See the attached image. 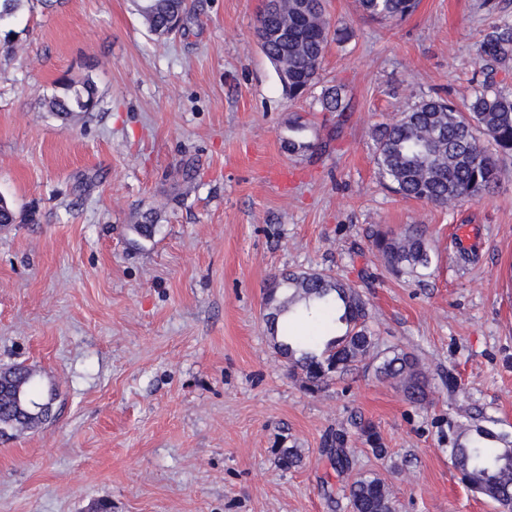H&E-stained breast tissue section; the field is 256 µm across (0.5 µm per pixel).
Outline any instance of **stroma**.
Listing matches in <instances>:
<instances>
[{
    "label": "stroma",
    "mask_w": 512,
    "mask_h": 512,
    "mask_svg": "<svg viewBox=\"0 0 512 512\" xmlns=\"http://www.w3.org/2000/svg\"><path fill=\"white\" fill-rule=\"evenodd\" d=\"M264 5L192 0L162 39L132 0H30L10 22L0 370L30 367L56 399L50 421L0 435V512H351L347 487L366 474L396 512H497L458 480L444 433L480 414L512 437V157L493 195L440 208L388 188L374 132L424 98L469 101L477 43L512 0H420L397 23L324 0L354 35L328 43L300 99L258 43ZM86 79L93 112H49ZM336 83L352 105L340 119L318 101ZM295 123L314 152L289 151ZM149 212L152 237L129 246ZM412 228L435 268L419 282L369 248L374 231ZM307 269L361 285L380 342L430 365L426 404L365 368L315 393L290 377L263 300L271 275ZM337 433L355 458L341 474L322 453ZM282 441L299 468L279 466Z\"/></svg>",
    "instance_id": "stroma-1"
}]
</instances>
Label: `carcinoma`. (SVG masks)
I'll return each mask as SVG.
<instances>
[{"mask_svg":"<svg viewBox=\"0 0 512 512\" xmlns=\"http://www.w3.org/2000/svg\"><path fill=\"white\" fill-rule=\"evenodd\" d=\"M29 2L0 0V23L14 19ZM358 4L369 18L398 21L416 10L418 0H358ZM136 6L149 30L163 36L169 34L173 22L183 20L189 0H136ZM279 18L292 29L288 47L268 41L261 49L274 67L288 73V96L294 98L318 83L328 40L343 43L351 33L332 26L322 9L298 19L296 0H281ZM479 60L485 79L464 107L441 97L423 99L400 113L395 122L375 130V164L396 193L450 208L495 192L501 176L499 159L512 156V91L494 80L497 68L512 61V20L489 25L479 44ZM319 104L323 112H345L348 103L343 85L323 88ZM96 105L95 87L89 79L65 84L63 94L48 102L49 110L65 121L93 111ZM371 247L396 277L422 279L432 272L427 243L416 230L378 231L372 235ZM264 306L274 348L287 360L288 374L300 377L306 391L318 392L361 366H371L377 377L395 381L410 402L427 401V371L413 355L395 346H380L369 327L368 302L357 283L327 271L274 274ZM319 320L331 324L328 335H277L281 322ZM8 374V385L0 393V425L16 430L22 423L14 390L21 388L33 401L44 392L26 368L17 365ZM359 430L375 452L383 451L372 424L364 423ZM448 446L460 480L491 500L498 512H512V441L479 422L464 427L450 423ZM323 452L337 472L350 469L351 454L344 448L343 434H336ZM277 457L285 469L302 463L293 445L281 446ZM348 499L353 512H395L388 488L376 476L354 480L348 486Z\"/></svg>","mask_w":512,"mask_h":512,"instance_id":"obj_1","label":"carcinoma"}]
</instances>
